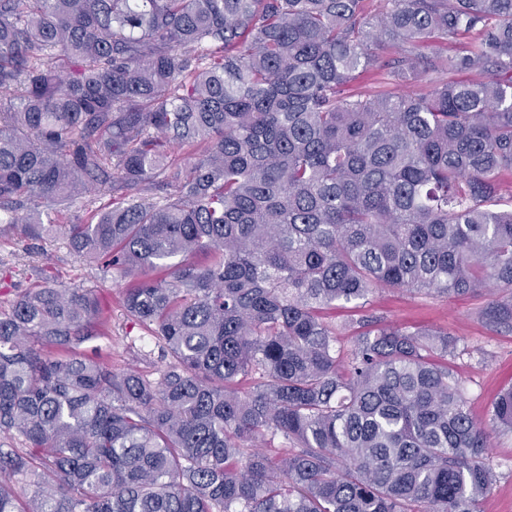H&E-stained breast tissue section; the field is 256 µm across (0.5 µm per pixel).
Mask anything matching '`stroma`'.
<instances>
[{
  "mask_svg": "<svg viewBox=\"0 0 512 512\" xmlns=\"http://www.w3.org/2000/svg\"><path fill=\"white\" fill-rule=\"evenodd\" d=\"M29 241L21 231L0 241V262L12 271L17 288L30 287L38 269L59 270L65 282L94 294L112 315L108 335L89 343L108 361L113 370L134 366L152 370L158 363L155 340L143 329L134 327L122 306L126 285L119 274L102 275L96 264L76 259L65 236L45 237L40 245L42 256L28 254ZM487 294L465 297L420 295L407 291L375 292L367 305L370 313L385 321L412 328H441L457 337L462 351L454 369L464 389L473 415L485 420L487 409L495 397L512 386V334L493 332L477 316L486 303ZM489 460L498 479L480 502V512H512V434L494 436Z\"/></svg>",
  "mask_w": 512,
  "mask_h": 512,
  "instance_id": "obj_1",
  "label": "stroma"
}]
</instances>
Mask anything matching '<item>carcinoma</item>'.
Returning a JSON list of instances; mask_svg holds the SVG:
<instances>
[{
    "mask_svg": "<svg viewBox=\"0 0 512 512\" xmlns=\"http://www.w3.org/2000/svg\"><path fill=\"white\" fill-rule=\"evenodd\" d=\"M440 67L487 77L410 90ZM374 68L400 89L341 95ZM506 179L512 0H0V230L130 278L166 360L83 351L109 309L38 269L0 311V512H478L512 388L483 424L448 331L367 316L344 352L321 310L483 291L512 334ZM109 199V196H99V194H83L77 196L75 201L73 202L71 208L60 218V223H69L71 221H76L78 218L80 220H86L89 217V213L91 210H95L98 206L103 204ZM90 201H94L90 203ZM90 203V205H88Z\"/></svg>",
    "mask_w": 512,
    "mask_h": 512,
    "instance_id": "obj_1",
    "label": "carcinoma"
}]
</instances>
